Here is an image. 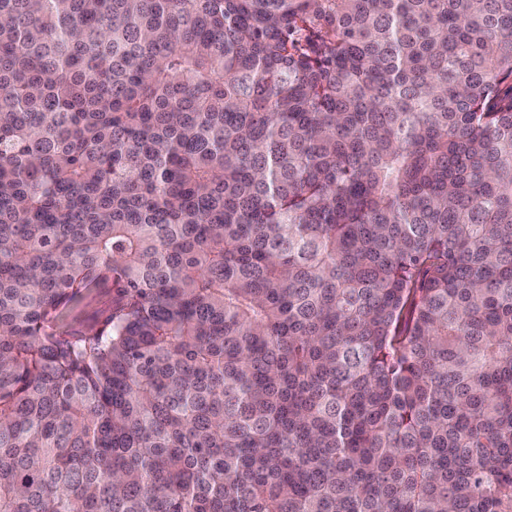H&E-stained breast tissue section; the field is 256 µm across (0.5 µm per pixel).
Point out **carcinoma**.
Masks as SVG:
<instances>
[{
    "label": "carcinoma",
    "mask_w": 512,
    "mask_h": 512,
    "mask_svg": "<svg viewBox=\"0 0 512 512\" xmlns=\"http://www.w3.org/2000/svg\"><path fill=\"white\" fill-rule=\"evenodd\" d=\"M0 512H512V0H0ZM112 310V288H96L72 302L64 311L57 332L80 336L94 331Z\"/></svg>",
    "instance_id": "1"
}]
</instances>
